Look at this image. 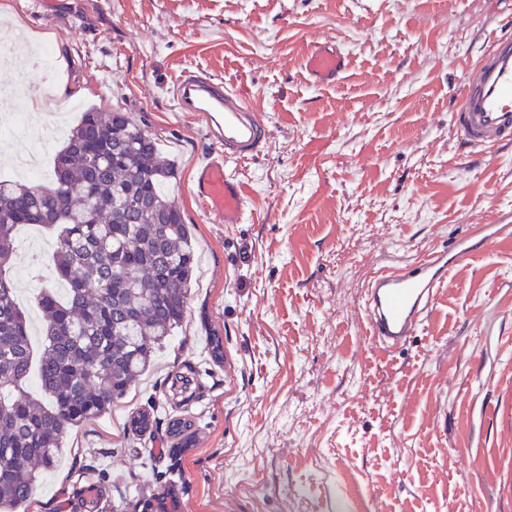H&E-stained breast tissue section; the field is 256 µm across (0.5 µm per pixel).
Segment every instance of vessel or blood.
Listing matches in <instances>:
<instances>
[{
    "label": "vessel or blood",
    "mask_w": 512,
    "mask_h": 512,
    "mask_svg": "<svg viewBox=\"0 0 512 512\" xmlns=\"http://www.w3.org/2000/svg\"><path fill=\"white\" fill-rule=\"evenodd\" d=\"M348 57L335 43H315L302 61L313 84L335 82ZM174 110L201 117L214 147L196 166L193 193L203 213L218 224L244 223L250 199L246 183L229 164L253 159L267 136L263 113L254 111L247 94L222 80L196 71L185 72L171 88ZM456 132L462 143L491 150L512 142V37L492 41L473 66L457 110ZM484 245L512 240V222L489 220L478 225ZM471 236L390 273L371 277L365 290L368 333L383 350L406 343L421 329L438 299L449 272L475 255Z\"/></svg>",
    "instance_id": "vessel-or-blood-1"
}]
</instances>
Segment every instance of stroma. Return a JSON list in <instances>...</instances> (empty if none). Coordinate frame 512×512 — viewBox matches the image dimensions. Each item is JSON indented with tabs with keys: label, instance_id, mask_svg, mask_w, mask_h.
Instances as JSON below:
<instances>
[{
	"label": "stroma",
	"instance_id": "stroma-1",
	"mask_svg": "<svg viewBox=\"0 0 512 512\" xmlns=\"http://www.w3.org/2000/svg\"><path fill=\"white\" fill-rule=\"evenodd\" d=\"M512 33V0H0V41L46 39L59 125L54 158L91 106L127 112L174 161L168 194L191 224L196 283L153 370L71 430L27 512H142L164 490L181 512H512V242L452 272L417 336L386 353L361 307L374 271L512 214V146L462 147L453 114L480 51ZM327 38L350 64L316 86L301 65ZM200 70L248 91L262 151L232 171L245 223L206 218L191 183L211 151L169 89ZM16 248L21 308L52 273L55 238ZM223 360H213L211 338ZM153 410L160 427L127 423ZM189 420L178 464L165 427Z\"/></svg>",
	"mask_w": 512,
	"mask_h": 512
}]
</instances>
